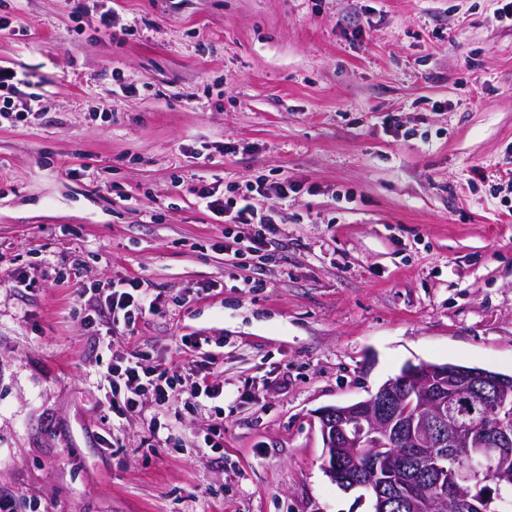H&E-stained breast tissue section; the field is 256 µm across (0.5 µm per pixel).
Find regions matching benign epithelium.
<instances>
[{
  "label": "benign epithelium",
  "instance_id": "benign-epithelium-1",
  "mask_svg": "<svg viewBox=\"0 0 512 512\" xmlns=\"http://www.w3.org/2000/svg\"><path fill=\"white\" fill-rule=\"evenodd\" d=\"M317 418L325 458L332 460L325 472L332 478L336 464L348 462L365 474L366 481L352 487L370 491L378 512H482L483 498L448 494L456 484L448 476V460L473 469L512 453V395L492 385L483 371L450 370L446 364L410 362L370 398L324 408ZM406 440L418 450L415 458L438 476L431 495L420 492L421 475L414 468L380 477L382 460Z\"/></svg>",
  "mask_w": 512,
  "mask_h": 512
}]
</instances>
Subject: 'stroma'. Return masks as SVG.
Listing matches in <instances>:
<instances>
[{
	"instance_id": "1",
	"label": "stroma",
	"mask_w": 512,
	"mask_h": 512,
	"mask_svg": "<svg viewBox=\"0 0 512 512\" xmlns=\"http://www.w3.org/2000/svg\"><path fill=\"white\" fill-rule=\"evenodd\" d=\"M83 3L0 9V65L46 99L0 122V491L17 512H373L324 472L319 410L409 362L512 374L504 0ZM257 179L294 187L257 200L280 235L219 251L251 229L195 187ZM133 277L159 310L99 351L77 293ZM134 349L185 378L211 362L223 448L186 385L113 419L98 363Z\"/></svg>"
}]
</instances>
